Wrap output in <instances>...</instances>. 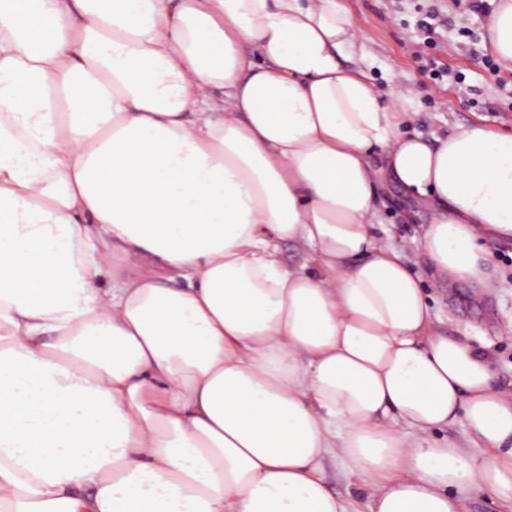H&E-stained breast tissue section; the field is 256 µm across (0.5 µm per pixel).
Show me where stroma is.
Returning <instances> with one entry per match:
<instances>
[{
    "label": "stroma",
    "mask_w": 512,
    "mask_h": 512,
    "mask_svg": "<svg viewBox=\"0 0 512 512\" xmlns=\"http://www.w3.org/2000/svg\"><path fill=\"white\" fill-rule=\"evenodd\" d=\"M355 19L353 45L342 63L359 67L384 92L400 96L414 121L406 134H447L456 125L479 121L492 132L512 133V76L497 73L486 46L489 11L477 12L467 0H337ZM382 221L387 237L413 269L424 266L418 240L430 214L417 207L411 222L400 210L407 201L393 182H385ZM492 272L500 286L476 295L473 286L455 283L431 292L432 304L447 318L452 334L488 346L502 383L512 382V338L499 336L512 321V243L491 242Z\"/></svg>",
    "instance_id": "stroma-1"
}]
</instances>
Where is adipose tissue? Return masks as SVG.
<instances>
[{"mask_svg": "<svg viewBox=\"0 0 512 512\" xmlns=\"http://www.w3.org/2000/svg\"><path fill=\"white\" fill-rule=\"evenodd\" d=\"M487 33L512 71V0ZM356 34L336 0H0V512H353L329 456L368 512H512V384L423 287L497 288L512 134H403ZM383 194L387 202V208L382 212L385 236L409 260L413 269H422L424 259L419 252L417 240L422 235L424 224L428 223L429 212L422 206L407 202L401 189L390 180L384 183ZM403 206H411L417 212L413 215L411 222H404L400 218V210ZM323 470L329 486L337 493L360 501L357 490L345 474L343 461L339 457L330 456L323 462Z\"/></svg>", "mask_w": 512, "mask_h": 512, "instance_id": "1", "label": "adipose tissue"}]
</instances>
